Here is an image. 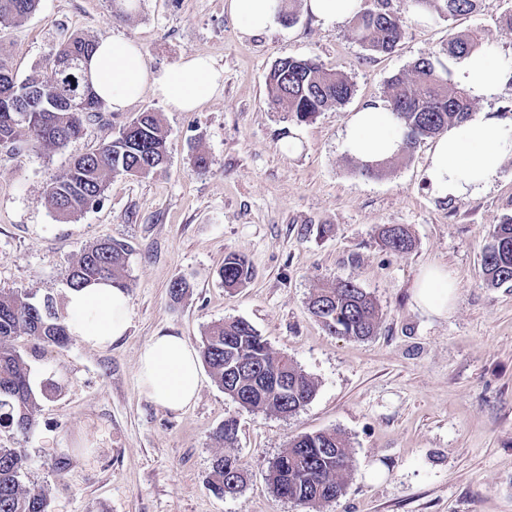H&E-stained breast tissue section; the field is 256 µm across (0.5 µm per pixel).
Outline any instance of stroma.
Wrapping results in <instances>:
<instances>
[{
	"instance_id": "stroma-1",
	"label": "stroma",
	"mask_w": 512,
	"mask_h": 512,
	"mask_svg": "<svg viewBox=\"0 0 512 512\" xmlns=\"http://www.w3.org/2000/svg\"><path fill=\"white\" fill-rule=\"evenodd\" d=\"M224 2L136 0L117 18L110 0H40L24 20L0 22V53L21 80L52 81L48 54L73 34L141 44L154 69L202 54L224 73L221 93L192 112L170 111L147 92L124 111L90 117L65 146L0 145V288L61 303L85 248L110 239L131 249L130 325L120 341L92 349L75 338L62 347L16 339L33 388L51 379L58 389L40 398L28 434L2 431L0 444L25 449L51 512H308L273 492L269 466L291 438L332 429L346 438L353 469L343 496L317 512H512V287L488 286L481 270L490 231L512 214V157L484 194L439 200L424 179L432 140L376 177L360 175L343 150L351 114L387 102L390 79L438 54L450 35L478 31L488 56L512 65V29L500 20L512 0H481L472 14L423 23L408 0H393L405 37L384 54L366 50L350 21L319 23L305 0L290 2L294 23L257 35L244 33ZM286 55L344 73L353 96L294 121L267 87ZM147 110L167 133L163 168L115 175L102 202L70 221L49 213L47 185ZM198 153L209 160L203 174L191 166ZM383 224L408 225L413 248L384 249ZM229 251L253 270L232 290L217 275ZM430 265L458 284L441 317L415 300ZM346 277L380 308L369 339L329 334L308 309L316 288ZM178 278L192 288L176 303L169 288ZM235 319L313 378L308 405L289 416L245 409L206 368L182 411L141 394L138 357L152 336L171 331L197 347L210 325ZM230 417L238 434L229 446L214 434ZM224 454L248 474L233 499L207 485Z\"/></svg>"
}]
</instances>
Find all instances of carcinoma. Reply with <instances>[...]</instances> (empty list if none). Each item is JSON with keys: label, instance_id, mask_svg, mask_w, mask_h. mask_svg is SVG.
<instances>
[{"label": "carcinoma", "instance_id": "cac0c4a2", "mask_svg": "<svg viewBox=\"0 0 512 512\" xmlns=\"http://www.w3.org/2000/svg\"><path fill=\"white\" fill-rule=\"evenodd\" d=\"M413 5L449 20L476 11L479 0H410ZM39 0H0V20H21L33 12ZM356 40L376 53L393 51L404 37L400 18L391 0H366L353 17ZM96 43L72 35L55 48L59 56L76 66L82 80L85 105L80 112L67 110L65 96L70 82L61 76L43 82L34 76L18 80L15 71L0 54V142L11 145L64 146L80 137L85 120L99 112L104 102L93 92L85 64ZM484 51L476 31L453 36L440 53L417 60L412 77L391 80L389 107L404 130L400 153L409 155L421 141L434 137L448 126L466 120L472 99L467 91L451 82L449 61ZM272 102L298 122H308L330 106L347 102L354 93L347 76L330 72L315 58L283 57L268 76ZM167 135L153 112H141L118 130L112 141L74 160L68 173L46 188V208L65 218L76 216L99 204L110 178L117 173L147 175L161 168L167 159ZM382 247L406 252L413 246L408 227L390 224L380 232ZM129 246L103 240L83 251L71 267L67 284L79 288L99 280H110L129 290L125 267ZM485 280L492 286L512 284V215L496 225L482 255ZM226 288H238L251 277L245 257L229 252L218 269ZM311 314L331 334L367 339L379 324V310L373 298L352 279H338L320 288L310 299ZM27 335L48 345H65L70 334L56 300L47 296L39 304L14 290L0 289V428L30 432L36 424L39 396L31 385L26 359L13 344ZM201 355L215 382L231 398L251 411L291 415L313 398L315 382L292 359L274 354L253 326L232 320L210 328ZM288 379V393L273 384ZM237 421L229 418L216 431L215 439L233 444ZM352 470V458L343 435L336 430L301 434L269 467L268 480L275 494L291 502L316 507L337 501L345 491V478ZM244 469L238 458L222 455L215 459L208 477L209 489L224 496V482L235 479ZM28 457L22 448L0 446V512H49L42 488L28 480Z\"/></svg>", "mask_w": 512, "mask_h": 512}]
</instances>
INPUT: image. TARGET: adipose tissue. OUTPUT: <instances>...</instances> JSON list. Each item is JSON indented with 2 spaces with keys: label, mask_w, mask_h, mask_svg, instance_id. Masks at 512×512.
Returning a JSON list of instances; mask_svg holds the SVG:
<instances>
[{
  "label": "adipose tissue",
  "mask_w": 512,
  "mask_h": 512,
  "mask_svg": "<svg viewBox=\"0 0 512 512\" xmlns=\"http://www.w3.org/2000/svg\"><path fill=\"white\" fill-rule=\"evenodd\" d=\"M228 12L246 33L278 27L280 0H226ZM95 92L112 111L120 112L152 92L174 112H190L212 100L223 83L222 71L207 56L196 54L171 69L154 70L136 42L100 39L88 62ZM511 76L496 72L484 54L475 53L454 69V80L471 98L489 102L498 98ZM403 142V130L384 104L364 106L349 119L343 149L365 164L394 157ZM512 154V123L487 112L472 113L438 136L425 171L435 197L465 198L478 195L492 183L503 158ZM457 284L443 268H426L415 287L417 304L441 314L451 307ZM130 296L109 282L69 289L66 323L72 337L91 348H103L122 339L129 327ZM197 349L184 337L164 332L151 337L139 354L138 386L150 401L180 411L198 396L201 376Z\"/></svg>",
  "instance_id": "1"
}]
</instances>
